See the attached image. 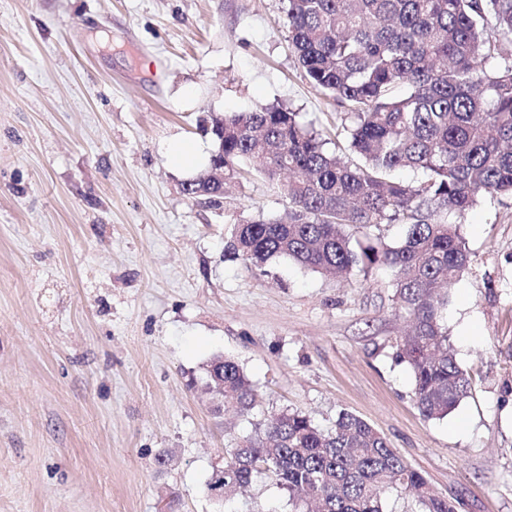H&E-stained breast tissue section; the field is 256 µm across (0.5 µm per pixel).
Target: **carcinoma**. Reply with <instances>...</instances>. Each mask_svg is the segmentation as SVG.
<instances>
[{
	"label": "carcinoma",
	"instance_id": "carcinoma-1",
	"mask_svg": "<svg viewBox=\"0 0 512 512\" xmlns=\"http://www.w3.org/2000/svg\"><path fill=\"white\" fill-rule=\"evenodd\" d=\"M291 45L310 84L346 110L336 136L356 160L299 112L276 103L224 114V176L257 173L280 182L285 217L235 225L224 250L257 268L288 256L322 274L392 272L397 312L411 330L395 357L414 377L427 419L448 416L470 378L450 349L446 288L469 267L459 225L448 221L487 194L512 196V63H493L512 45V0H283ZM408 169L414 183L395 176ZM183 193L217 207L224 187L204 179ZM403 224L391 246L375 235L352 244L348 228ZM206 388L224 408L249 412L255 394L243 368L216 357ZM265 474L288 492L292 512H384L382 494L410 492L420 512H458L391 448L348 412L323 430L283 412L227 450L208 476L224 499Z\"/></svg>",
	"mask_w": 512,
	"mask_h": 512
}]
</instances>
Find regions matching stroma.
I'll return each mask as SVG.
<instances>
[{
    "mask_svg": "<svg viewBox=\"0 0 512 512\" xmlns=\"http://www.w3.org/2000/svg\"><path fill=\"white\" fill-rule=\"evenodd\" d=\"M282 0H0V512H289L265 476L206 492L273 416L375 427L459 512H512V197L457 217L470 269L444 312L471 391L429 420L395 348L382 269L335 278L227 255L234 224L282 216L262 176L222 209L182 192L171 139L218 145L211 113L279 101L343 116L308 82ZM255 406L215 411V357Z\"/></svg>",
    "mask_w": 512,
    "mask_h": 512,
    "instance_id": "35a3bbf8",
    "label": "stroma"
}]
</instances>
